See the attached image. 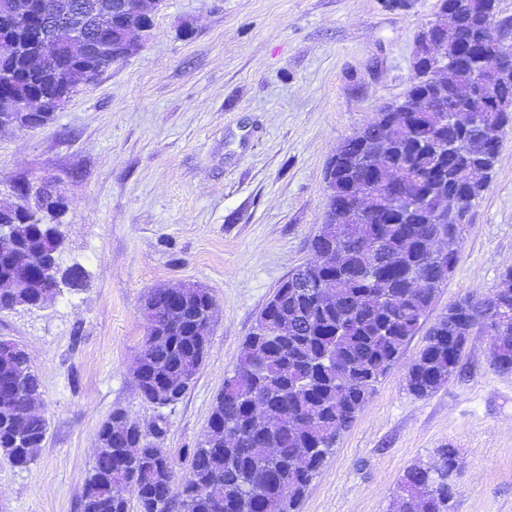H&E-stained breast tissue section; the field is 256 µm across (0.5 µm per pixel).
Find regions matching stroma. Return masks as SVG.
Instances as JSON below:
<instances>
[{
    "mask_svg": "<svg viewBox=\"0 0 512 512\" xmlns=\"http://www.w3.org/2000/svg\"><path fill=\"white\" fill-rule=\"evenodd\" d=\"M437 0H164L137 54L113 63L36 129H0V204L52 181L68 201L61 269L83 284L0 311L22 344L48 421L29 466L0 461V512H81L95 434L125 412L184 476L211 404L278 285L311 259L326 167L340 143L401 98ZM512 269V130L470 209L454 273L431 309L488 294ZM198 285L216 302L205 360L179 403L134 378L144 296ZM408 343L338 438L299 512H389L403 474L459 453L450 512H512V374L470 336L460 371L425 398Z\"/></svg>",
    "mask_w": 512,
    "mask_h": 512,
    "instance_id": "1",
    "label": "stroma"
}]
</instances>
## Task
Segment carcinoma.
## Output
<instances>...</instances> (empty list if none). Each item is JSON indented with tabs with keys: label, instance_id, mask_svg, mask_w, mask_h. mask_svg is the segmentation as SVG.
Masks as SVG:
<instances>
[{
	"label": "carcinoma",
	"instance_id": "cac0c4a2",
	"mask_svg": "<svg viewBox=\"0 0 512 512\" xmlns=\"http://www.w3.org/2000/svg\"><path fill=\"white\" fill-rule=\"evenodd\" d=\"M470 2L439 0V13L451 8L460 17L439 55L415 68L405 95L332 158L335 198L311 242L317 260L298 267L257 316L211 406L208 436L192 451L180 512H298L338 437L399 362L451 276L465 224L436 222V192L461 198L469 210L493 171L485 135L459 128L451 110L470 106L467 87L495 45L512 37V22L498 19L501 0H487L495 4L493 34ZM450 51L456 66L447 76ZM46 92L24 56L0 52V93L28 100ZM421 97L432 99V108L410 109ZM357 182L374 185L360 213L351 193ZM22 231L32 266L63 247L42 224L25 223ZM187 291L177 312L167 288L152 289L144 301L149 335L137 386L158 407L184 397L205 357L215 302L206 288ZM475 331L490 338L494 370L512 374V269L489 294L454 301L434 320L407 369L408 391L425 398L447 384ZM40 389L23 350L0 353V458L14 467L33 462L45 441L46 418L22 409ZM142 438L119 410L100 424L95 440L104 447L96 449L81 512H130L127 497L108 499L114 486L134 492L138 512H171L174 464L154 456ZM456 468L454 448L408 466L396 512H448Z\"/></svg>",
	"mask_w": 512,
	"mask_h": 512
}]
</instances>
